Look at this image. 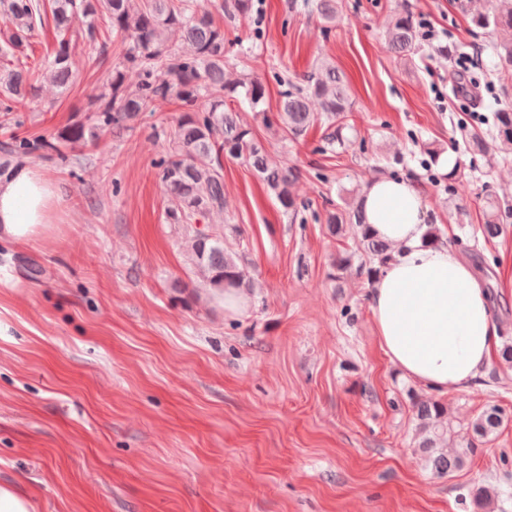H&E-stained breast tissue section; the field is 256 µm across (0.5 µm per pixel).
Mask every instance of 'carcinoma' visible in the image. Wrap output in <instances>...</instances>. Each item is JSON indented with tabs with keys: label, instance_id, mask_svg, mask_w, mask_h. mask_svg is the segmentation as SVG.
<instances>
[{
	"label": "carcinoma",
	"instance_id": "obj_1",
	"mask_svg": "<svg viewBox=\"0 0 512 512\" xmlns=\"http://www.w3.org/2000/svg\"><path fill=\"white\" fill-rule=\"evenodd\" d=\"M304 6L330 26L340 18V0H306ZM213 7L230 20L249 18L256 11L255 0H216ZM49 15L57 45L45 70L62 91L74 83L72 55L77 40L98 42L101 55L109 54L111 44L100 40L101 20L121 37L120 62L102 75L95 110L88 121H75L50 137L13 133L9 140L0 142V175L17 167L23 158L62 160L65 149L95 145L107 133L116 138L130 135L141 112L176 105L181 115L174 138L166 155L155 162L168 197L165 223L199 224L211 214L224 211V155L244 158L285 210L297 209L292 193L298 178L296 169L271 164L264 143L250 126L240 123L227 100L247 102L258 110L267 126L279 128L292 141L320 124L326 131L323 151L333 152L351 144L347 135L353 129L349 122V87L335 65L322 62L302 82L289 84L272 120L260 110L267 88L259 77L244 72L234 81L225 79L229 59L224 26L198 0H0V59H16L24 54ZM77 18L81 27L76 31L73 22ZM474 23L512 35V0H491L490 8L477 14ZM387 29L393 53L413 61L421 49L413 12L407 9L391 16ZM130 70L137 74L133 84L127 81ZM491 71L500 78L512 79V38L491 46ZM36 92L35 79L27 67L18 63L0 65L1 113L22 111ZM313 102L319 111L311 110ZM494 121L499 140L512 143V104L499 103ZM500 215V203L488 201L481 225L485 238L501 234ZM324 224L329 236L348 234L355 244L354 252L336 258V271L348 270L356 258L359 273L372 280L392 258L391 245L363 222L358 204L347 203L343 208L330 204ZM190 261L209 287L221 293L226 288H242L249 281L248 271L224 247V234L208 225L195 230ZM411 408L421 435L420 459L425 468L440 477L464 470L508 420L501 407L486 406L468 425L462 446L447 453L439 448L448 434L445 406L431 398H416ZM469 496L473 512H488L497 491L481 485Z\"/></svg>",
	"mask_w": 512,
	"mask_h": 512
}]
</instances>
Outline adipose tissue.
I'll return each mask as SVG.
<instances>
[{
	"label": "adipose tissue",
	"mask_w": 512,
	"mask_h": 512,
	"mask_svg": "<svg viewBox=\"0 0 512 512\" xmlns=\"http://www.w3.org/2000/svg\"><path fill=\"white\" fill-rule=\"evenodd\" d=\"M56 196L54 181L38 169L0 176V239L35 235ZM361 205L365 223L394 247L369 292L381 348L405 376L433 391L470 387L498 347L487 288L455 251L425 244L423 197L413 180L372 179Z\"/></svg>",
	"instance_id": "obj_1"
}]
</instances>
